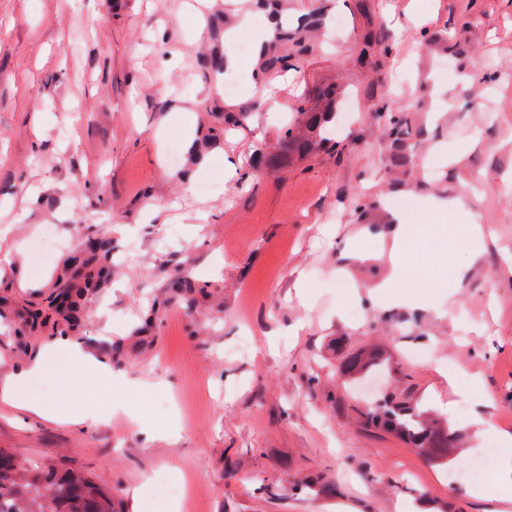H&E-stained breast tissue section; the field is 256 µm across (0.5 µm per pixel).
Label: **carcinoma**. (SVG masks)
I'll return each instance as SVG.
<instances>
[{"label": "carcinoma", "instance_id": "cac0c4a2", "mask_svg": "<svg viewBox=\"0 0 512 512\" xmlns=\"http://www.w3.org/2000/svg\"><path fill=\"white\" fill-rule=\"evenodd\" d=\"M278 46L289 47L296 54L307 51L300 32L280 28L273 36V44L261 52L264 71L279 73L288 69L290 55L278 52ZM335 118L333 107L302 113L301 125L284 131L279 151L267 155L264 164L277 166L295 152L311 154L321 149L332 140L329 126ZM111 258L112 238L108 232L80 237L63 274L53 284L58 293L49 300L50 310L68 324H78L84 316L81 298L102 286ZM386 360V353L379 349L356 353L344 359L336 375L357 378L384 366ZM364 422L406 439L424 457L448 455L453 435L448 422L420 413L407 400H384L365 413ZM0 512H114V507L112 494L77 469L38 464L25 467L12 455L0 452Z\"/></svg>", "mask_w": 512, "mask_h": 512}]
</instances>
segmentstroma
<instances>
[{"mask_svg": "<svg viewBox=\"0 0 512 512\" xmlns=\"http://www.w3.org/2000/svg\"><path fill=\"white\" fill-rule=\"evenodd\" d=\"M187 2L0 0V376L63 333L131 391L74 423L96 379L60 377L53 351L21 396L55 420L0 407V448L82 469L116 512L141 485L161 510L183 504L186 478L200 512H492L451 480L489 444L475 403L407 353L483 375L489 420L512 435V0H287L284 26H321L267 98L250 90L255 53L224 43L225 12L263 25L254 0H215L201 20ZM364 40L379 54L361 58ZM214 52L236 56L234 92ZM326 86L352 104L339 150L255 168ZM232 101L247 117L228 125ZM451 196L494 233L454 296L429 276L403 282L412 306L369 295L389 275L391 211ZM109 225L112 279L84 297L83 324L27 327L80 234ZM370 345L390 357L380 395L449 418L452 457L364 426L374 398L335 369Z\"/></svg>", "mask_w": 512, "mask_h": 512, "instance_id": "1", "label": "stroma"}]
</instances>
